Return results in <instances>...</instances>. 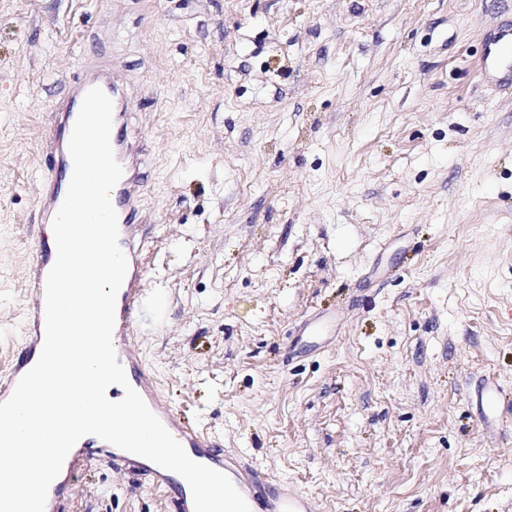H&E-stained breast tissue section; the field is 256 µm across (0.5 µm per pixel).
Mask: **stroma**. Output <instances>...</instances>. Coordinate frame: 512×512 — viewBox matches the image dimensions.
Returning <instances> with one entry per match:
<instances>
[{
	"label": "stroma",
	"instance_id": "1",
	"mask_svg": "<svg viewBox=\"0 0 512 512\" xmlns=\"http://www.w3.org/2000/svg\"><path fill=\"white\" fill-rule=\"evenodd\" d=\"M512 0H0V377L26 349L46 123L132 94L148 294L125 342L174 413L318 512H512ZM511 397L489 432L473 395ZM95 452L61 512H175ZM478 66L491 75L512 77V26L501 28L486 41Z\"/></svg>",
	"mask_w": 512,
	"mask_h": 512
}]
</instances>
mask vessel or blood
<instances>
[{
    "label": "vessel or blood",
    "instance_id": "b4317fda",
    "mask_svg": "<svg viewBox=\"0 0 512 512\" xmlns=\"http://www.w3.org/2000/svg\"><path fill=\"white\" fill-rule=\"evenodd\" d=\"M478 66L485 73L503 78L512 77V26L501 28L486 41ZM93 87L101 88L110 98L116 99L118 96L115 86L104 73L89 72L76 81L69 97L51 113L47 135L59 169L50 174L40 190V213L43 219H53L66 195L68 186L62 172L72 165L68 151L69 139L83 97ZM126 119L125 107L116 104L113 108L110 140L115 157L123 168V176L111 192V202L118 215L119 245L127 257L128 270L116 299L114 348L119 362L134 368L133 385L151 411L183 447L190 449L195 458L211 462L215 456L208 433L175 415L160 395L151 389L144 373L140 372L136 351L122 342L146 292L143 248L148 230V219L140 208L143 189L141 162L138 150L128 140ZM56 255L55 248L46 243L41 244L34 264L28 271L30 301L26 319V356L17 360L8 374L0 377V402L10 398L19 379L26 373L30 359L38 353L45 334L46 277ZM223 468L244 496L250 512H313L309 499L303 495L271 492L267 482L248 466L240 454L232 453L225 457Z\"/></svg>",
    "mask_w": 512,
    "mask_h": 512
}]
</instances>
